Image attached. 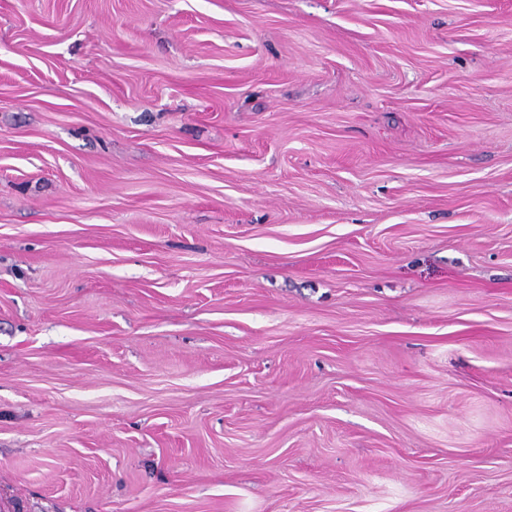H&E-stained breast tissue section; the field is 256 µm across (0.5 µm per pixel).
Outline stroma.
<instances>
[{"label": "stroma", "instance_id": "1", "mask_svg": "<svg viewBox=\"0 0 512 512\" xmlns=\"http://www.w3.org/2000/svg\"><path fill=\"white\" fill-rule=\"evenodd\" d=\"M10 512H512V0H0Z\"/></svg>", "mask_w": 512, "mask_h": 512}]
</instances>
